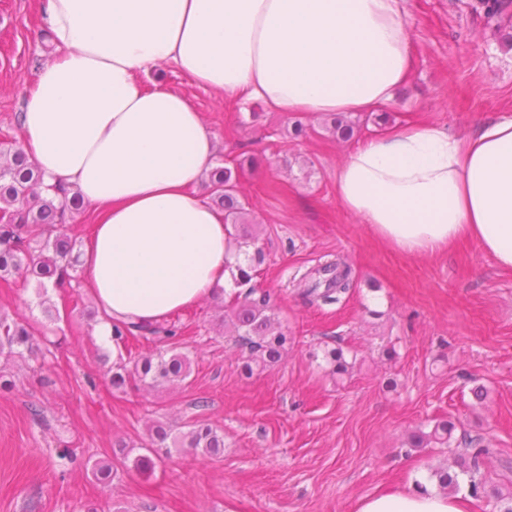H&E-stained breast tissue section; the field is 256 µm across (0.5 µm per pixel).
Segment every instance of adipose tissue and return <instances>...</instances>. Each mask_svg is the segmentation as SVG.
I'll list each match as a JSON object with an SVG mask.
<instances>
[{"mask_svg": "<svg viewBox=\"0 0 512 512\" xmlns=\"http://www.w3.org/2000/svg\"><path fill=\"white\" fill-rule=\"evenodd\" d=\"M52 44L18 116L43 183L77 190L90 228L83 287L95 334L150 325L223 294L233 250L199 191L218 145L169 67L273 112H374L411 78L409 0H35ZM342 210L410 256L475 241L512 272V118L459 141L418 122L359 144L336 172ZM469 497L406 487L355 512H473Z\"/></svg>", "mask_w": 512, "mask_h": 512, "instance_id": "obj_1", "label": "adipose tissue"}]
</instances>
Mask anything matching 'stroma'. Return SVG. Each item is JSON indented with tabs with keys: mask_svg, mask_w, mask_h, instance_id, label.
Masks as SVG:
<instances>
[{
	"mask_svg": "<svg viewBox=\"0 0 512 512\" xmlns=\"http://www.w3.org/2000/svg\"><path fill=\"white\" fill-rule=\"evenodd\" d=\"M474 2L411 0L412 76L393 105L356 116L351 141L321 118L296 136L295 114L231 100L169 67L145 77L187 93L220 144L216 164L243 167L239 197L263 228L253 283L269 294L288 349L247 373V350L222 330L223 302L206 299L170 317L192 361L188 384L133 380L117 391L82 280L0 281V314L37 330L33 353L0 358V512H353L478 447L489 451L479 512L512 495L502 466L512 461V273L473 242L421 257L381 244L335 188L355 142L413 122L464 139L478 120L512 116V27ZM49 56L33 0H0V131L19 134L24 95ZM337 257L351 265L353 289L341 303H312L295 278ZM337 347L354 364L339 383L313 357ZM477 385L487 391L480 403ZM198 417L223 430L220 458L176 448L144 471L123 457L149 446L154 423L179 430ZM440 419L456 424L450 447L404 452L414 430ZM101 459L118 468L108 487L91 474Z\"/></svg>",
	"mask_w": 512,
	"mask_h": 512,
	"instance_id": "35a3bbf8",
	"label": "stroma"
}]
</instances>
